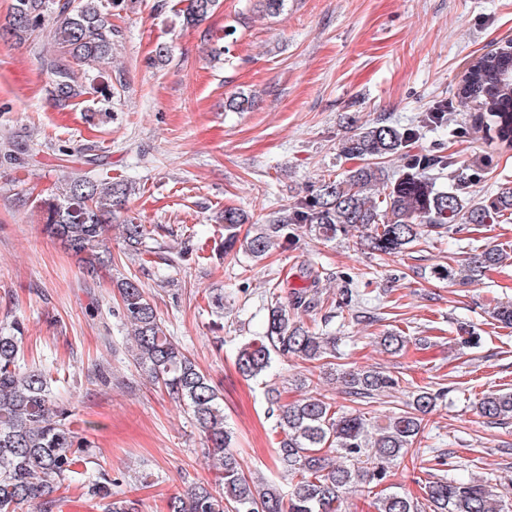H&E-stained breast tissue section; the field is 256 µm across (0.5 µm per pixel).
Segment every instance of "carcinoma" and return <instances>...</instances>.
I'll list each match as a JSON object with an SVG mask.
<instances>
[{
    "label": "carcinoma",
    "instance_id": "obj_1",
    "mask_svg": "<svg viewBox=\"0 0 512 512\" xmlns=\"http://www.w3.org/2000/svg\"><path fill=\"white\" fill-rule=\"evenodd\" d=\"M219 0H190L184 21L197 24L212 15ZM119 0H13L0 38L24 43L42 30L53 10L51 38L57 53L47 71L56 107L65 109L80 96L112 95V86H95L85 67L112 59V9ZM460 104L477 102L480 111L472 126L491 141L512 147V54L490 52L471 67L458 92ZM448 101L439 100L424 115L425 125L450 122ZM415 126L375 122L357 125L339 144V155L362 164L335 177L323 178L299 200L287 216L260 224L241 234L247 217L237 208L224 209V253L242 252L259 259L283 242L295 228L305 226L331 241L354 231L361 242L380 255H396L415 245L425 230H446L456 224H498L512 219V185L503 184L483 201L471 199L474 174L446 155L413 152ZM402 162L398 175L387 172L386 159ZM448 174V188L437 186L438 174ZM132 186L97 178L87 172L64 180L58 193L39 199L46 213L44 231L79 256L84 268L115 262L107 237L114 214ZM122 241L142 255L150 235L144 224L121 225ZM509 254L497 247L475 251L457 266H440L433 274L466 284L502 265ZM121 318L132 328V357L153 384L183 405L216 457L214 480L166 500L165 512H341L343 494L356 485L380 484L385 464L406 456L424 431L425 417L436 407L439 394L418 390L406 408L374 420L361 411L338 412L317 393L283 403L276 387L267 390L274 416L276 458L285 492L274 481L244 473L232 449L234 433L224 416L223 399L195 361L170 336L140 281L124 276L116 283ZM23 327L0 326V512H19L30 505L37 512L60 508L58 494L76 480L81 456L91 443L73 428L71 409L54 391L49 368L21 366ZM400 332L380 337L388 351H400ZM296 356L309 363L332 366L336 337L319 333L295 320L288 306L269 308L265 332L237 352L235 367L247 379H261L277 356ZM345 393L363 402L399 386V377L377 369L334 371ZM477 411L493 424L512 422V390L481 397ZM103 512H139L133 499L112 497V480L101 477L86 485ZM377 512H504L502 495L483 481L460 482L437 478L426 483L425 501L399 491L378 500Z\"/></svg>",
    "mask_w": 512,
    "mask_h": 512
}]
</instances>
